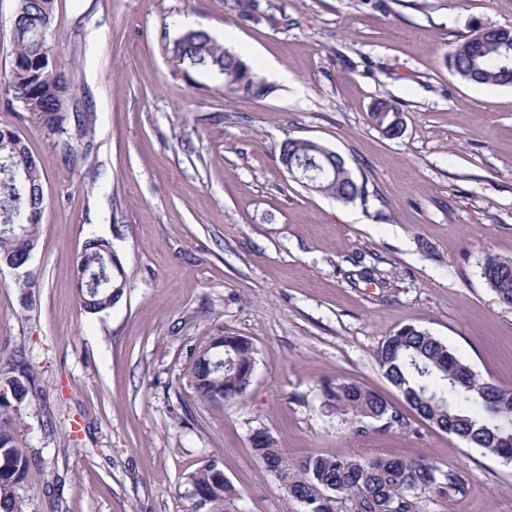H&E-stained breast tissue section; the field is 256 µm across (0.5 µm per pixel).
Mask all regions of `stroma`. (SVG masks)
I'll use <instances>...</instances> for the list:
<instances>
[{
    "instance_id": "stroma-1",
    "label": "stroma",
    "mask_w": 512,
    "mask_h": 512,
    "mask_svg": "<svg viewBox=\"0 0 512 512\" xmlns=\"http://www.w3.org/2000/svg\"><path fill=\"white\" fill-rule=\"evenodd\" d=\"M57 0L49 54L96 114L95 149L69 166L56 139L0 83V129L44 172L26 271L0 269V356L25 350L32 390L18 446L38 457L23 512H190L188 475L217 459L248 512H302L250 444L266 430L296 461L427 457L465 486L419 512H512V462L420 418L377 362L412 325L482 379L512 389V306L481 276L512 260V87L464 80L448 55L473 23L512 29V0ZM202 28L263 79L218 92L179 70L173 42ZM393 100L400 137L371 123ZM341 155L365 192L309 190L282 141ZM124 264L112 308L81 310L76 260L90 237ZM255 349L245 395L218 411L187 379L211 337ZM380 393L402 426L353 437L321 385Z\"/></svg>"
}]
</instances>
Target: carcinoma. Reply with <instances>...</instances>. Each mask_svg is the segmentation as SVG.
<instances>
[{"label":"carcinoma","instance_id":"obj_1","mask_svg":"<svg viewBox=\"0 0 512 512\" xmlns=\"http://www.w3.org/2000/svg\"><path fill=\"white\" fill-rule=\"evenodd\" d=\"M56 0H16L12 24L14 57L5 84L14 92L22 110L39 121L45 133L64 134L60 116L71 86L48 53ZM481 27L456 44L449 63L469 81L492 86H512V69L501 66L496 49L486 45ZM171 61L179 68H191L222 77L226 93L260 95L265 86L241 58L202 28L185 31L171 48ZM400 109L390 100L377 101L370 114L372 123L387 124ZM96 115L76 113L75 134L65 142L66 157H87L93 149ZM17 134L0 129V259L33 253L39 220L26 223L32 208L44 203V174L40 165L8 178L4 166L22 165L30 149L18 142ZM310 140L288 139L281 144L279 159L290 153L296 160H319ZM321 194L350 202L364 193L355 179L329 177L314 184ZM25 221L23 231L3 229L2 221ZM109 242L91 237L84 244L74 270L80 307L96 314L112 307L111 284L125 278L123 265L110 266L106 253ZM508 261L489 258L481 276L501 302L512 305V270ZM380 366L390 383L402 393L408 405L424 420L473 447L512 461V390L481 380L471 367L439 338L414 326H407L388 337L377 352ZM217 356L207 353L195 358L189 380L206 405L224 409L243 396L251 378L238 389L225 391L219 384L221 369ZM30 392V369L26 353L15 351L0 359V512H21L16 498L17 485L35 466V459L16 445L12 414ZM327 405L345 417L349 430L361 437L371 430H388L403 424L379 393L348 381L323 386ZM255 457L275 477L285 492L300 503L303 512H341L345 504L353 512H418L419 498H450L465 492L464 485L451 471H443L425 458H341L310 454L295 464L288 461L273 437L251 442ZM194 512H245L233 487L224 482V471L216 460H208L188 476Z\"/></svg>","mask_w":512,"mask_h":512}]
</instances>
